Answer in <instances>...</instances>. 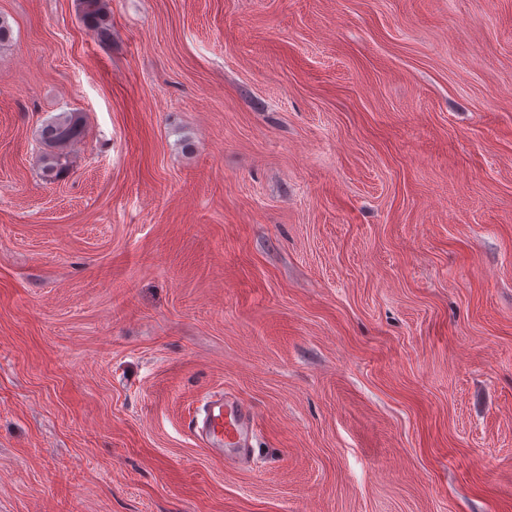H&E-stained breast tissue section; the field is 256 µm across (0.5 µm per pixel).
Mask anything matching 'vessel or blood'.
<instances>
[{"label":"vessel or blood","mask_w":512,"mask_h":512,"mask_svg":"<svg viewBox=\"0 0 512 512\" xmlns=\"http://www.w3.org/2000/svg\"><path fill=\"white\" fill-rule=\"evenodd\" d=\"M203 411L194 431L206 448L217 456L227 448L246 451L255 432L254 414L249 406L218 393L205 402Z\"/></svg>","instance_id":"1"}]
</instances>
